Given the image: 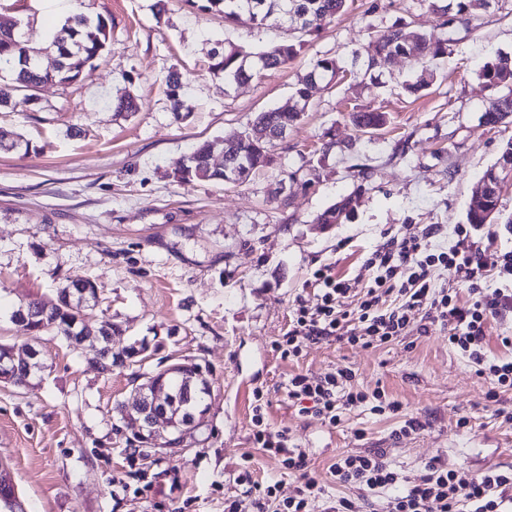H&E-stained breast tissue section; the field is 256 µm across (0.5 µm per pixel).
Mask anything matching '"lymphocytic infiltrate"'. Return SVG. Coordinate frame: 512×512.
Returning a JSON list of instances; mask_svg holds the SVG:
<instances>
[{"mask_svg":"<svg viewBox=\"0 0 512 512\" xmlns=\"http://www.w3.org/2000/svg\"><path fill=\"white\" fill-rule=\"evenodd\" d=\"M448 249H432L431 231L392 237L366 263L376 271L371 285L336 276L331 266L314 274L315 299L297 296L288 330L275 343L281 358L299 359L309 345L336 340L376 347L406 335L413 321L439 324L448 345L467 360L478 376L495 388L512 389V359L492 357L486 344L490 320L512 313V251H498L473 241L465 226L454 229ZM454 269L469 293L460 302L455 289L437 282L436 267ZM503 285L488 290L490 273ZM354 374L343 368L319 378L296 374L287 384L288 398L300 413L338 425L349 406L370 402L374 413L397 414L401 405L384 392L366 395L352 385ZM252 408L253 442L280 469L295 478L291 496L278 498L275 484L253 480L244 469L237 480L243 495L224 500V512H308L310 501L324 497L325 487L309 470V455L292 443L287 429L271 427L262 391H255ZM342 495L330 499L324 512H369L370 497L391 492L390 512H512V469L451 467L441 457L425 462L419 479H409L384 450L337 456L328 469Z\"/></svg>","mask_w":512,"mask_h":512,"instance_id":"obj_1","label":"lymphocytic infiltrate"}]
</instances>
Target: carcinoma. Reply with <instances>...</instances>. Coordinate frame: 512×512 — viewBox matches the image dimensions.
<instances>
[{"instance_id": "cac0c4a2", "label": "carcinoma", "mask_w": 512, "mask_h": 512, "mask_svg": "<svg viewBox=\"0 0 512 512\" xmlns=\"http://www.w3.org/2000/svg\"><path fill=\"white\" fill-rule=\"evenodd\" d=\"M347 0H206L201 9L224 15V22L234 23L242 13L249 15L258 29L290 26L286 13L293 11L302 17L298 32L312 34L345 10ZM443 13L449 16V24H459L470 31L481 26L483 16L492 7L494 0H444ZM108 24L104 17L91 18L85 14H73L64 19L59 31L53 35L46 50L55 54L57 67L47 72L40 68L37 56L41 50L28 46L20 31L0 29V107H17L31 101L34 88L54 80L71 84L78 79L81 68L101 58L108 42ZM452 39L435 34L419 33L407 38L403 26L396 24L380 35L351 51V58L319 57L311 63L309 72L302 77L294 90V96L308 102L313 86L320 83H340L350 76L355 80L376 81L380 69L393 57L412 56L419 73L416 78L403 85V90L417 94L432 85L435 76V61L448 54ZM297 54L296 44L282 43L267 50L251 51L243 46L228 44L211 53L209 69L215 75L224 76L229 83L243 84L257 71L277 69L287 64ZM479 77L486 86L499 92L491 108L484 113L489 125H497L512 116V56L497 54L486 62ZM172 101V112L181 115L185 110L180 90L183 88L179 73L172 72L167 79ZM301 111L281 108L260 113L245 137L234 145L237 161L234 168L224 171L215 166L210 157L209 144H197L188 156V163L179 171L182 182L231 181L242 184L257 170L268 166L272 158L270 148L276 135L283 128H291L300 120ZM349 119L357 131L366 128L383 129L388 121L384 112L375 110L352 111ZM512 173V138L503 145L497 162L485 171L481 179L482 195L476 204L469 207L466 222L487 224L499 211L500 188L504 175ZM354 196H347L325 209L316 218L318 224H340L352 210ZM97 288L85 278L68 279L60 289L58 303L47 309L37 300H28L13 311V319L30 337L29 348H37L42 333L50 332L62 337L69 346H75L73 337L94 333L101 347L112 345V323L94 318L88 302L96 301ZM145 351L129 346L120 354L109 353L104 357V367L109 368ZM165 389L175 394L170 409L174 437L168 446L177 445L184 436L202 425L209 405V381L201 379L189 370L157 375Z\"/></svg>"}]
</instances>
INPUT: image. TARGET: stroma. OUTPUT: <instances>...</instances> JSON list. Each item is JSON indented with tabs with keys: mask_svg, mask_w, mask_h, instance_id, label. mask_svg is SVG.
<instances>
[{
	"mask_svg": "<svg viewBox=\"0 0 512 512\" xmlns=\"http://www.w3.org/2000/svg\"><path fill=\"white\" fill-rule=\"evenodd\" d=\"M155 3L90 0V14L108 21L109 51L76 83L49 82L27 107L0 108V129L28 144L24 152L0 150V343L24 348L28 338L12 312L30 298L56 304L67 278L80 276L98 289L94 313L111 322L113 348L148 346L142 364L104 371L95 346L73 350L47 333L33 386L0 384V470L15 486L17 512H224L225 497L242 492L236 476L245 463L256 481L279 483L288 496L293 477L252 439L257 389L270 401V423L308 451L312 474L331 496L329 465L365 448L385 449L410 476L436 455L452 467L512 468V421L498 414L512 409V390L489 399L490 381L449 349L438 326L424 334L411 324L406 336L378 347L323 341L294 361L273 348L295 296H313L320 267L367 284L376 271L366 258L406 229L435 227L436 248L454 242L484 172L512 137V123L486 124L496 93L479 77L495 54L512 55V0H499L469 33L444 27L428 0H348L287 65L235 89L210 72L211 50L227 42L265 49L287 40V31L254 28L245 16L228 25L192 0H165L160 10ZM65 16L60 0H0V24L20 23L33 47L44 46ZM397 22L453 39L422 97L404 95L417 67L398 57L379 83L313 89L300 121L275 141L272 164L249 181L180 182L195 144L209 142L222 162L225 140L258 113L294 104L313 59L347 56ZM173 71L183 76L186 118L171 110L165 78ZM125 93L138 111L113 109ZM355 107L387 112V126L361 135L347 118ZM404 140L405 152L397 148ZM359 164L373 169L368 184L353 176ZM349 195L356 202L343 223L317 224ZM174 358L202 366L210 411L180 447L138 443L135 425L115 407L136 374ZM343 367L358 391L398 400L399 415L360 403L332 427L289 401L292 375ZM412 417L422 429L392 439Z\"/></svg>",
	"mask_w": 512,
	"mask_h": 512,
	"instance_id": "35a3bbf8",
	"label": "stroma"
}]
</instances>
